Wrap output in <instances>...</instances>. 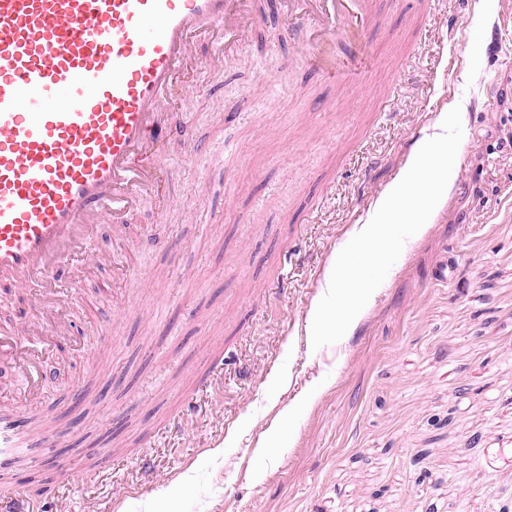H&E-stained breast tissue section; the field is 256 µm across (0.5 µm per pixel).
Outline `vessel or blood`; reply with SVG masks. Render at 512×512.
Returning a JSON list of instances; mask_svg holds the SVG:
<instances>
[{
  "mask_svg": "<svg viewBox=\"0 0 512 512\" xmlns=\"http://www.w3.org/2000/svg\"><path fill=\"white\" fill-rule=\"evenodd\" d=\"M271 7L304 33L319 76L346 78L336 57L364 52L366 0ZM257 21L254 0H0V300L70 299L97 224L123 230L157 190L197 40L233 50ZM58 345L0 323V369L37 384ZM29 445L22 417L0 415V455Z\"/></svg>",
  "mask_w": 512,
  "mask_h": 512,
  "instance_id": "b4317fda",
  "label": "vessel or blood"
}]
</instances>
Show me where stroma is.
<instances>
[{
    "label": "stroma",
    "mask_w": 512,
    "mask_h": 512,
    "mask_svg": "<svg viewBox=\"0 0 512 512\" xmlns=\"http://www.w3.org/2000/svg\"><path fill=\"white\" fill-rule=\"evenodd\" d=\"M369 8L352 81L313 76L272 15L225 56L196 43L160 191L132 231L99 224L41 394L0 374V407L68 428L15 472L43 512L512 502V0ZM452 103L447 195L313 348L318 271Z\"/></svg>",
    "instance_id": "stroma-1"
}]
</instances>
